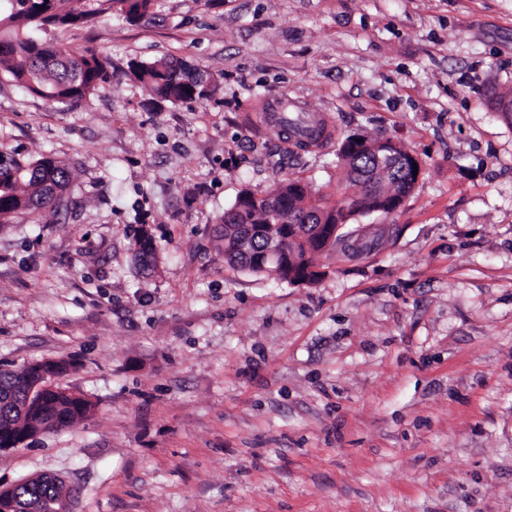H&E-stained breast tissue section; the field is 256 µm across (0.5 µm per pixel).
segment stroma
Instances as JSON below:
<instances>
[{"label":"stroma","mask_w":512,"mask_h":512,"mask_svg":"<svg viewBox=\"0 0 512 512\" xmlns=\"http://www.w3.org/2000/svg\"><path fill=\"white\" fill-rule=\"evenodd\" d=\"M34 36L112 66L74 106L0 72V156L70 173L0 221V367L64 360L94 410L0 452V485L60 477L73 512H512V0H158ZM162 57L216 92L156 101L131 66ZM280 97L331 140L287 146ZM351 134L421 162L358 217L378 245L312 285L225 266L238 195L337 193Z\"/></svg>","instance_id":"obj_1"}]
</instances>
